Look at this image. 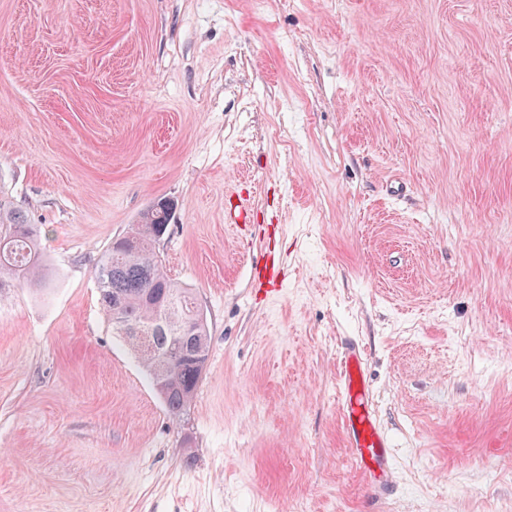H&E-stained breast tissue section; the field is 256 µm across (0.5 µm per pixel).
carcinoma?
Masks as SVG:
<instances>
[{"label": "carcinoma", "mask_w": 512, "mask_h": 512, "mask_svg": "<svg viewBox=\"0 0 512 512\" xmlns=\"http://www.w3.org/2000/svg\"><path fill=\"white\" fill-rule=\"evenodd\" d=\"M168 201L159 200L143 211L129 232L117 237L96 269L99 300L112 328L135 353L168 412L178 417L191 404L208 361L207 322L193 315L189 289L173 282L156 259L153 242L167 232L172 216ZM48 273L41 259L36 225L0 191V288L9 282L40 290ZM121 315L131 331L151 330L144 347L131 332L118 329ZM187 322L194 324L190 343L179 348L174 338Z\"/></svg>", "instance_id": "cac0c4a2"}]
</instances>
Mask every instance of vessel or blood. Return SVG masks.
<instances>
[{"label":"vessel or blood","mask_w":512,"mask_h":512,"mask_svg":"<svg viewBox=\"0 0 512 512\" xmlns=\"http://www.w3.org/2000/svg\"><path fill=\"white\" fill-rule=\"evenodd\" d=\"M341 377L347 445L363 474L370 478L386 467L390 443L375 419L369 400L364 360L356 349H348L344 354Z\"/></svg>","instance_id":"1"}]
</instances>
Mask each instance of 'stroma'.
Masks as SVG:
<instances>
[{"label":"stroma","mask_w":512,"mask_h":512,"mask_svg":"<svg viewBox=\"0 0 512 512\" xmlns=\"http://www.w3.org/2000/svg\"><path fill=\"white\" fill-rule=\"evenodd\" d=\"M1 187L50 286L0 290V512H512V0H0ZM160 198L177 418L95 278ZM342 383L345 403L347 446L351 448L363 474L372 479L376 470H384L390 448L369 400L365 364L359 351L349 348L343 356Z\"/></svg>","instance_id":"1"}]
</instances>
